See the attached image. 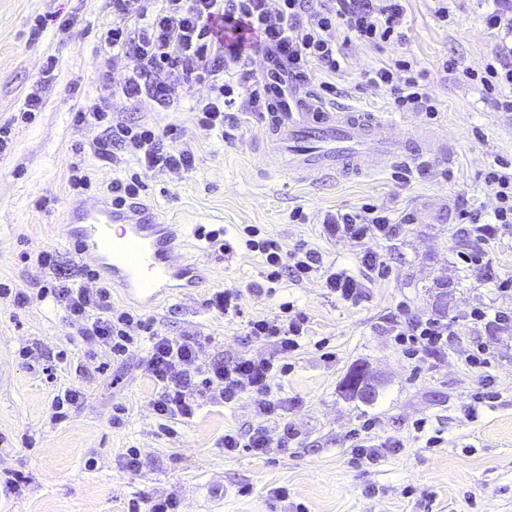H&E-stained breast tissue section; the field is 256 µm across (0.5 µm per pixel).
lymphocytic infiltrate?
Wrapping results in <instances>:
<instances>
[{
  "mask_svg": "<svg viewBox=\"0 0 512 512\" xmlns=\"http://www.w3.org/2000/svg\"><path fill=\"white\" fill-rule=\"evenodd\" d=\"M483 22L496 32L499 43L483 68L463 71L464 82L477 86L500 112H512V0H493ZM112 23L104 48L112 64L100 73L102 87L119 90L131 99L145 98L163 111L177 110L185 90L204 87L191 110L198 127L224 134L234 127L242 112L263 113L268 99L281 94L280 81H267L249 67L253 54L275 55L288 65V78L309 86L324 102L336 98L337 74L346 68L343 43L355 42L381 48L403 45L404 0H111ZM346 32L337 42V28ZM367 86L389 91L401 112H422L434 117L437 103L429 91L426 74L417 63L399 56L372 68L364 75ZM77 124L93 121L104 127L93 143L95 155L107 159L121 151L146 167L161 171L190 172L195 155L187 143L149 124L110 119L100 105L77 108ZM484 182L496 199L493 211L480 217L462 211L474 244L459 252L460 261L482 275L491 276L489 242L512 232V167L501 162L489 167ZM411 215L391 218L388 210L367 204L340 211L330 224L337 235L362 245V264L367 280H385L389 265L383 254L370 248L373 240L396 239L400 224ZM247 247L266 257L267 283H277L283 273L300 278L323 265L320 253L302 242L284 248L278 241L247 240ZM492 277V276H491ZM40 298H52L62 306L71 325L88 348L106 347L113 359L142 351L140 366L158 386L160 394L152 411L162 420L191 418L200 398L231 405L251 399L257 425L248 431L225 432L221 446L231 454L247 449L267 454L270 447L287 450L297 430L287 419L288 403L280 397L278 375L287 371L282 361L300 347L307 316L283 303V314L274 319H250L247 334L255 341L273 340L276 358L241 356L231 362L202 359L203 341L195 336L160 334L152 319L128 311L114 312L112 290L90 289L72 282L40 288ZM388 333L409 358L437 352L453 338L451 323L440 318H419L395 324ZM281 426L278 441H271L266 423Z\"/></svg>",
  "mask_w": 512,
  "mask_h": 512,
  "instance_id": "lymphocytic-infiltrate-1",
  "label": "lymphocytic infiltrate"
}]
</instances>
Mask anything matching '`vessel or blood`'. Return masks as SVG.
<instances>
[{"label":"vessel or blood","mask_w":512,"mask_h":512,"mask_svg":"<svg viewBox=\"0 0 512 512\" xmlns=\"http://www.w3.org/2000/svg\"><path fill=\"white\" fill-rule=\"evenodd\" d=\"M390 125L384 115L329 110L298 87L287 101H275L259 154L274 171L315 183L338 174L380 171L427 152L431 135L406 142L389 134ZM68 222L81 260L144 303L157 300L169 280L190 285L199 280V260L184 254L171 225L158 223L142 206L116 209L90 198L72 208Z\"/></svg>","instance_id":"1"}]
</instances>
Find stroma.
<instances>
[{
  "label": "stroma",
  "mask_w": 512,
  "mask_h": 512,
  "mask_svg": "<svg viewBox=\"0 0 512 512\" xmlns=\"http://www.w3.org/2000/svg\"><path fill=\"white\" fill-rule=\"evenodd\" d=\"M434 10L433 0H406L407 44L353 47L347 71L336 79V108L391 114L404 135L420 127L446 137V153L430 157L428 173L407 181L389 169L301 183L262 169L257 118L242 115L224 139L198 128L192 113L157 112L118 93L106 96L115 119L183 129L194 149L195 168L182 176L123 163L149 187L142 204L186 237L201 227L221 237L198 244L211 274L206 283L173 289L147 309L159 332L203 337L205 357L230 361L276 353L273 342L247 337L248 319L274 317L287 301L309 318L291 369L279 380L299 436L288 451L274 447L257 457L244 449L228 455L217 446L225 431L255 424L250 401L225 407L203 400L193 418L160 423L152 411L158 388L141 370L139 355L100 371L106 354L88 358L61 308L39 298V288L54 279V268L36 260L41 250H52L55 268L73 277L84 267L62 236L66 209L78 200L68 182L72 163L81 162L97 197H107L114 174L111 162L89 150L101 127L74 122L77 107L102 95L101 41L112 8L110 0H0V125L13 126L12 142L0 154V283L29 296L21 307L0 298V479L22 478L17 492L0 490V512H127L130 500L166 494L178 497L181 512H512V331L464 324L467 309L495 294L492 283L457 259L470 242L461 210L490 212L495 199L483 174L494 161L512 162V114L498 112L477 87L442 69L447 59L462 70L478 69L489 55L494 39L479 19L478 0H460L446 23ZM56 13L72 20L70 31L53 24L36 31V19ZM402 54L427 71L436 119L395 111L390 93L364 84L366 70ZM50 56L56 68L46 79ZM35 90L42 107L32 121L19 122ZM366 203L413 217L396 240L379 245L390 264L387 280L368 284L354 303L331 294L318 273L283 276L271 293L250 291L266 267L245 245L249 225L288 248L308 243L325 265L363 277L361 246L337 238L324 219ZM221 288L238 292L243 317L206 309L205 299ZM422 317L453 323L458 334L448 349L411 360L387 330ZM476 341L496 350L488 372L465 362ZM51 357L53 380L38 364ZM357 367L378 380L374 399L347 394L345 381ZM488 379L497 400L474 404ZM66 386L82 389L86 400L66 420H51V401ZM119 406L125 422L116 427L111 419ZM369 417L403 446L359 463L350 433ZM419 419L440 432L439 444L427 446L425 434L414 431ZM129 448L140 449V470L123 468ZM280 487L287 500L273 497Z\"/></svg>",
  "instance_id": "1"
}]
</instances>
